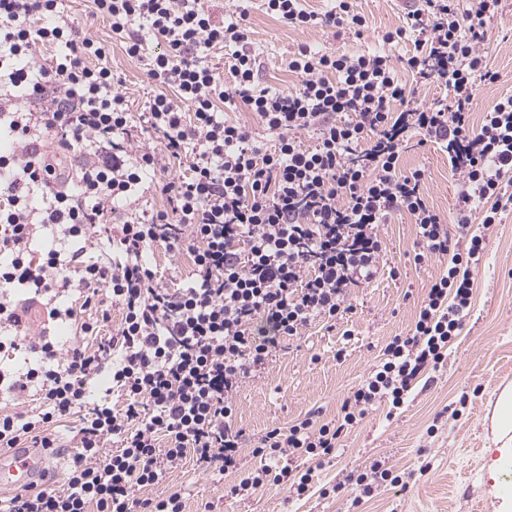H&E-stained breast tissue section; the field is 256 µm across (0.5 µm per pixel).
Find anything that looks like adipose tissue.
Wrapping results in <instances>:
<instances>
[{
    "instance_id": "1",
    "label": "adipose tissue",
    "mask_w": 512,
    "mask_h": 512,
    "mask_svg": "<svg viewBox=\"0 0 512 512\" xmlns=\"http://www.w3.org/2000/svg\"><path fill=\"white\" fill-rule=\"evenodd\" d=\"M491 424L493 446L489 450L486 475L498 499L496 512H512V495L500 491L504 472L512 468V386L505 387L499 394Z\"/></svg>"
}]
</instances>
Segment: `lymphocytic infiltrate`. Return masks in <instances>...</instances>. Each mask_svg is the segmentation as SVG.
I'll use <instances>...</instances> for the list:
<instances>
[{
  "label": "lymphocytic infiltrate",
  "instance_id": "1",
  "mask_svg": "<svg viewBox=\"0 0 512 512\" xmlns=\"http://www.w3.org/2000/svg\"><path fill=\"white\" fill-rule=\"evenodd\" d=\"M128 57L146 59L161 91L139 135L115 86L105 45L60 10V0H0V394L39 400L37 413L0 408L1 448H56L57 423L77 417L65 477L0 499V512H183L179 494L140 499L193 458L236 471L245 433L235 396L280 348L315 320L347 312L352 288L384 267L379 232L395 212L415 224L414 262L446 263L432 278L406 335L342 401L335 418L312 414L269 430L252 454L261 465L242 486L287 485L306 496L314 466L383 404L400 408L426 369L459 336L473 299L485 232L512 207V96L470 117L481 84L496 82L485 45L503 0H417L407 25L385 31L383 50L352 55L299 47L289 89L261 84L246 10L217 20L209 0H92ZM265 12L304 31L362 34L352 0L320 14L302 0H262ZM159 48L144 57L141 28ZM410 43L393 59L387 48ZM227 49L229 80L207 61ZM444 87L419 100L399 70ZM249 112L245 125L219 104ZM273 136L257 144L252 126ZM314 132L315 144L301 135ZM432 143L458 179L453 217L430 205L425 172H405L409 150ZM76 158L62 170L61 156ZM190 158L187 172L176 161ZM151 185L163 208L127 205ZM483 215V233L454 240L449 221ZM51 235L43 248L35 241ZM189 255L194 277L164 287L148 257ZM81 294L82 307L65 297ZM97 306L100 321L82 318ZM47 320L97 336L112 309L122 318L96 348L67 345L31 326ZM24 351L16 361V351ZM124 408L114 409L112 391ZM310 460L294 468L293 460Z\"/></svg>",
  "mask_w": 512,
  "mask_h": 512
}]
</instances>
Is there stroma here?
I'll use <instances>...</instances> for the list:
<instances>
[{
    "label": "stroma",
    "mask_w": 512,
    "mask_h": 512,
    "mask_svg": "<svg viewBox=\"0 0 512 512\" xmlns=\"http://www.w3.org/2000/svg\"><path fill=\"white\" fill-rule=\"evenodd\" d=\"M355 7L369 21L360 35L322 27L303 32L267 15L260 0H247L248 42L263 62V85L294 84L286 62L300 46L360 54L384 47L382 34L409 19L397 0H355ZM60 10L107 46L131 111L137 116L146 112L160 88L149 79L144 61L126 55L109 22L91 15L89 0H62ZM486 52L500 78L482 84L472 112L476 124L499 99L512 95V0H504L501 17L491 22ZM403 167L425 169L430 205L451 215L457 185L447 154L429 144L409 151ZM380 233L385 267L376 279L352 289V308L335 330L315 321L240 388L235 421L249 442L241 451L238 472L207 474L190 461L169 471L161 484L137 490L138 498L177 493L184 512H495L485 463L491 410L502 388L512 384V209L487 233L485 258L474 274L472 306L447 359L420 379L395 417H388L384 406L373 411L317 470L303 498H290L287 487L272 483L248 491L239 487L243 475L260 465L252 455L258 438L313 412L325 419L336 416L391 338L407 334L440 265H414L416 236L407 214H392ZM376 459L394 473H410L408 489L386 482L358 504L344 493L326 495V488L349 471Z\"/></svg>",
    "instance_id": "stroma-1"
}]
</instances>
